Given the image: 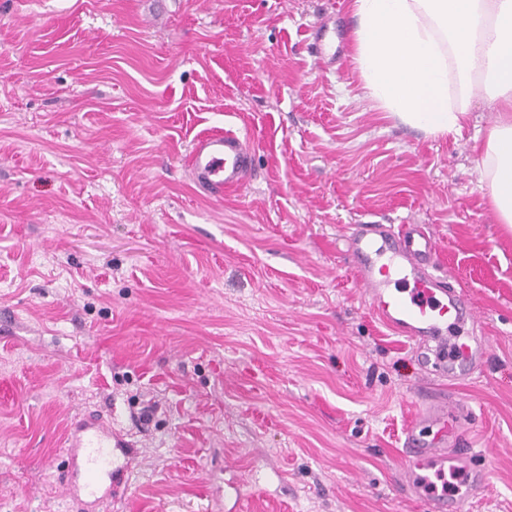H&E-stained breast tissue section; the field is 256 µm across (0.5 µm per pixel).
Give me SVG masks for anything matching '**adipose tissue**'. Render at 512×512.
Instances as JSON below:
<instances>
[{
	"label": "adipose tissue",
	"instance_id": "obj_1",
	"mask_svg": "<svg viewBox=\"0 0 512 512\" xmlns=\"http://www.w3.org/2000/svg\"><path fill=\"white\" fill-rule=\"evenodd\" d=\"M353 60L380 111L457 136L484 90L494 123L475 137L488 201L512 230V0H349Z\"/></svg>",
	"mask_w": 512,
	"mask_h": 512
}]
</instances>
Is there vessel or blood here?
I'll return each mask as SVG.
<instances>
[{"label":"vessel or blood","instance_id":"obj_1","mask_svg":"<svg viewBox=\"0 0 512 512\" xmlns=\"http://www.w3.org/2000/svg\"><path fill=\"white\" fill-rule=\"evenodd\" d=\"M252 156L247 136L231 129L215 130L193 140L187 172L205 193L220 197L246 184ZM346 253L371 313L433 354V376L452 380L479 373L490 341L475 333L464 339L449 335L451 323L465 324L473 312L451 275L429 272L439 245L424 225H357L346 240ZM469 415L467 406L432 391L422 398L415 421L404 433L402 485L406 494L421 500L426 512H471L474 505L488 500L489 470L477 465L476 449L456 445ZM127 445L110 422L90 414L77 416L68 448L80 478L69 481L65 492L83 512H99L111 498L115 452ZM451 474L463 479L452 496L436 488Z\"/></svg>","mask_w":512,"mask_h":512}]
</instances>
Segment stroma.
Masks as SVG:
<instances>
[{"mask_svg":"<svg viewBox=\"0 0 512 512\" xmlns=\"http://www.w3.org/2000/svg\"><path fill=\"white\" fill-rule=\"evenodd\" d=\"M345 0H0V512H72L74 416L132 444L101 512H424L399 453L431 384L369 312L345 240L424 224L491 347L448 388L512 512V232L472 150L312 56ZM254 148L215 200L184 172L213 128ZM157 409L140 417L147 400Z\"/></svg>","mask_w":512,"mask_h":512,"instance_id":"obj_1","label":"stroma"}]
</instances>
